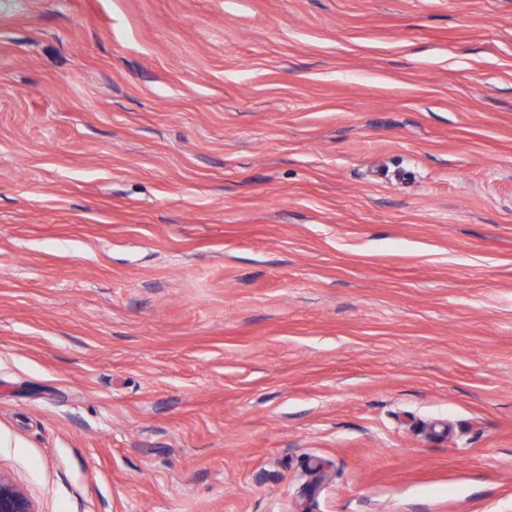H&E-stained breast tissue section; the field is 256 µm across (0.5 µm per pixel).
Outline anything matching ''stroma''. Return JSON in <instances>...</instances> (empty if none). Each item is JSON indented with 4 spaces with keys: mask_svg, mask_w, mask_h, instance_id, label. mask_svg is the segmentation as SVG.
I'll return each instance as SVG.
<instances>
[{
    "mask_svg": "<svg viewBox=\"0 0 512 512\" xmlns=\"http://www.w3.org/2000/svg\"><path fill=\"white\" fill-rule=\"evenodd\" d=\"M0 470L512 512V0H0Z\"/></svg>",
    "mask_w": 512,
    "mask_h": 512,
    "instance_id": "stroma-1",
    "label": "stroma"
}]
</instances>
